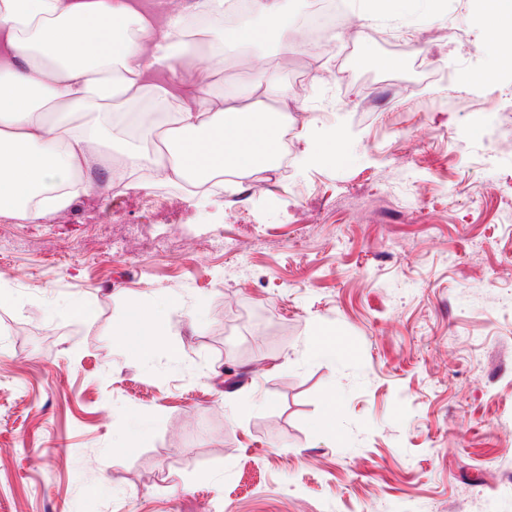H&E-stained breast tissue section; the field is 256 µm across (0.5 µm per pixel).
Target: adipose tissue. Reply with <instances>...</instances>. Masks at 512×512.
Returning a JSON list of instances; mask_svg holds the SVG:
<instances>
[{
	"mask_svg": "<svg viewBox=\"0 0 512 512\" xmlns=\"http://www.w3.org/2000/svg\"><path fill=\"white\" fill-rule=\"evenodd\" d=\"M249 7L282 49L296 47L287 0ZM223 17L224 0H0V213L36 221L68 208L105 141L121 157L112 187L145 188L161 174L190 188L229 167L249 176L287 120L268 107L282 95L275 71L257 65L251 100L182 81L201 59L223 64L212 26ZM130 126L136 136L118 139Z\"/></svg>",
	"mask_w": 512,
	"mask_h": 512,
	"instance_id": "adipose-tissue-1",
	"label": "adipose tissue"
}]
</instances>
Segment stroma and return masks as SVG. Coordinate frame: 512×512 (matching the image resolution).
I'll return each instance as SVG.
<instances>
[{
    "label": "stroma",
    "instance_id": "stroma-1",
    "mask_svg": "<svg viewBox=\"0 0 512 512\" xmlns=\"http://www.w3.org/2000/svg\"><path fill=\"white\" fill-rule=\"evenodd\" d=\"M479 6L336 30L331 83L254 21L209 83L276 61L296 149L236 202L170 188L181 253L123 262L142 204L108 191L0 220V512H512V155H484L512 70L474 82ZM216 234L245 260L195 247ZM143 305L164 333L136 349ZM144 332L159 335L162 332L161 320L154 314L138 312L127 324L117 329V333L120 335L124 333V336H140Z\"/></svg>",
    "mask_w": 512,
    "mask_h": 512
}]
</instances>
